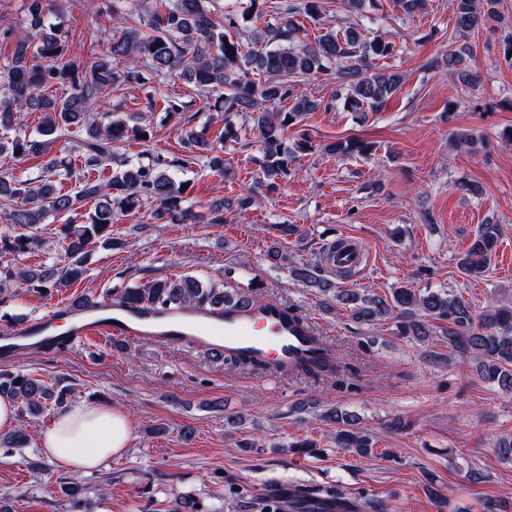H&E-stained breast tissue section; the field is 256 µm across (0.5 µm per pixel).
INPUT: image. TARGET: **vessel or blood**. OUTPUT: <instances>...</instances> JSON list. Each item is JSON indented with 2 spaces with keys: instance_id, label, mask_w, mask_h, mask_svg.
<instances>
[{
  "instance_id": "vessel-or-blood-1",
  "label": "vessel or blood",
  "mask_w": 512,
  "mask_h": 512,
  "mask_svg": "<svg viewBox=\"0 0 512 512\" xmlns=\"http://www.w3.org/2000/svg\"><path fill=\"white\" fill-rule=\"evenodd\" d=\"M356 242L337 252L325 247L321 261L329 270L362 264ZM313 320L299 321L287 304L271 301L253 310L199 309L165 312L132 309L119 297L105 295L82 308L55 306L41 315L0 330V362L14 365L31 350L53 354L96 338L149 344L161 350L206 351L215 347L231 356L246 355L272 364L271 378H283L300 361L312 358Z\"/></svg>"
}]
</instances>
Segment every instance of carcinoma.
Segmentation results:
<instances>
[{
    "label": "carcinoma",
    "instance_id": "obj_1",
    "mask_svg": "<svg viewBox=\"0 0 512 512\" xmlns=\"http://www.w3.org/2000/svg\"><path fill=\"white\" fill-rule=\"evenodd\" d=\"M212 0H168L159 11L142 0H112V20L119 35L107 42L106 50L88 60L73 58L67 47L68 33L47 26L50 0H29L22 29L10 34L11 56L0 64V154L21 160L33 153H45L56 142L63 143L64 157H52L35 177L0 173V206L5 222L14 226L15 235H0V255L20 256L41 245L37 225L57 214H72L84 219L61 225L64 242L62 265L39 269L24 266L0 268V292L18 288L60 290L85 277L88 246L108 234L116 213L150 207L155 223L167 224L193 214L182 203L188 181L176 171L204 161L212 172L224 174V158L213 144L193 129L181 131L185 155L168 159L147 147L150 129L129 124L122 116L99 112V103L112 95L122 83L139 77V68L156 77L179 73L206 94L224 89L213 108L224 113L247 112L257 129L261 172L267 186L274 188L288 174L294 154L310 148L302 140L290 149L285 142L288 128L318 104L295 93L299 79L321 71L335 70L336 84L344 107L353 112H376L397 92L403 80L399 72H375L373 61L394 53L389 37L369 36L351 27L338 34L326 31L313 44L295 46L292 41L301 27L295 14L316 17L321 0H300L276 12L275 21L251 33L258 48L242 51L240 39L225 29L237 28L231 17L219 20L210 8ZM456 28L472 31L498 18V0H453ZM469 46L448 53V72L467 82L475 76L459 69ZM123 61L126 69L117 71L112 62ZM265 80L253 79L254 74ZM51 88H63L66 95H49ZM288 101L286 112H273L269 106ZM38 112L41 122L33 138L21 125V114ZM136 141L144 150L133 156L120 155L118 149ZM371 144L360 139L337 140L326 145L331 155L365 154ZM114 164L111 173L106 167ZM74 187L64 189L63 182ZM87 201L93 210L81 213ZM499 229L484 224L469 249L458 258V267L467 277L484 274L495 254ZM291 276L328 294L333 284L310 264L291 267ZM132 308L160 306L191 308L244 303L262 306L256 290L230 293L213 283L188 276L152 280L142 287L122 293ZM333 299L352 311L360 323L380 321L390 315L398 319L400 335L425 341L433 335L435 322L448 337V347L458 352L477 353L483 379L512 385V306L490 302L481 312L463 298L447 292L428 290L418 293L400 287L388 297L362 296L351 289H339ZM324 354L315 362L304 363L294 373L309 378L332 376L340 371L334 348L323 336ZM224 363L242 371H268L270 366L244 356L226 357ZM0 395L19 404L32 416L47 408L63 409L67 392L55 391L41 379L9 369L0 370ZM328 420L336 424V443L359 456L373 454L372 438L356 420L334 411ZM68 503L65 512H85L84 483L74 478L65 481ZM339 494L337 487L326 489L291 488L288 495L276 494L277 512H307L304 499Z\"/></svg>",
    "mask_w": 512,
    "mask_h": 512
}]
</instances>
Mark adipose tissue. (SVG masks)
<instances>
[{
    "mask_svg": "<svg viewBox=\"0 0 512 512\" xmlns=\"http://www.w3.org/2000/svg\"><path fill=\"white\" fill-rule=\"evenodd\" d=\"M131 439L132 427L125 413L77 402L48 422L42 432L41 449L65 471L86 474L122 453Z\"/></svg>",
    "mask_w": 512,
    "mask_h": 512,
    "instance_id": "1",
    "label": "adipose tissue"
}]
</instances>
